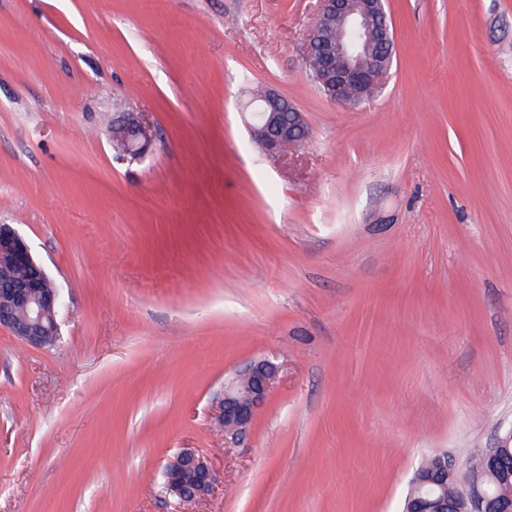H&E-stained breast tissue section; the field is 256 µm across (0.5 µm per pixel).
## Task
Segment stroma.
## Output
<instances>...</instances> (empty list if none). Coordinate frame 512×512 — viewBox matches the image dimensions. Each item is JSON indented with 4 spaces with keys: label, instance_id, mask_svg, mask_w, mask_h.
Masks as SVG:
<instances>
[{
    "label": "stroma",
    "instance_id": "stroma-1",
    "mask_svg": "<svg viewBox=\"0 0 512 512\" xmlns=\"http://www.w3.org/2000/svg\"><path fill=\"white\" fill-rule=\"evenodd\" d=\"M317 0H0V222L61 289L60 340L0 329V512H401L416 468L512 433V0H388L373 98L301 55ZM269 89L287 156L242 106ZM156 135L119 160L117 109ZM279 376L228 439L214 401ZM251 105H254L249 112L251 134L268 154H285L288 149L303 143L306 135L304 118L288 99L267 91L256 97ZM164 489L183 506L198 503L208 496L218 482V475L208 460L191 449H183L165 469Z\"/></svg>",
    "mask_w": 512,
    "mask_h": 512
}]
</instances>
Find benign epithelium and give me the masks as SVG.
<instances>
[{"mask_svg":"<svg viewBox=\"0 0 512 512\" xmlns=\"http://www.w3.org/2000/svg\"><path fill=\"white\" fill-rule=\"evenodd\" d=\"M386 0H318V8L305 35L302 52L311 63L310 75L330 100L356 104L379 93L390 73L395 54L394 30ZM249 127L253 138L270 155L300 146L306 135L302 113L288 99L267 91L252 101ZM111 139L122 155L142 157L152 146L153 130L134 112H121L114 120ZM17 271L0 283V327L21 342L45 346V337L59 335L56 309L60 291L49 287L42 265L12 224H0V263ZM278 367L267 359L251 362L224 382L215 403L224 434L237 436L251 425L256 410L267 400ZM487 471L462 472L448 465V457L434 455L412 478L408 500L413 512H512V495L495 496L486 489ZM165 488L180 505L208 496L218 475L208 460L184 449L165 469ZM453 479L458 491L434 495V487Z\"/></svg>","mask_w":512,"mask_h":512,"instance_id":"7a95c632","label":"benign epithelium"}]
</instances>
